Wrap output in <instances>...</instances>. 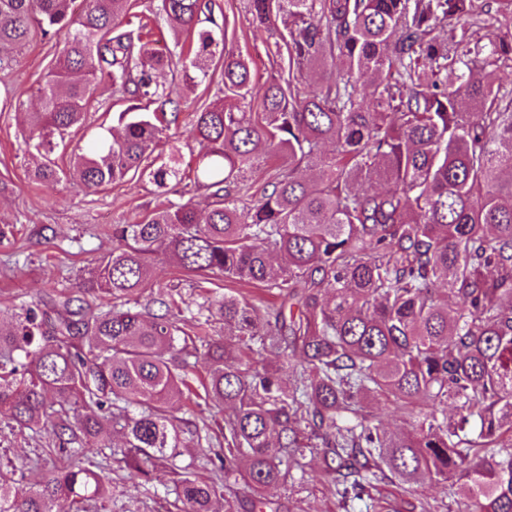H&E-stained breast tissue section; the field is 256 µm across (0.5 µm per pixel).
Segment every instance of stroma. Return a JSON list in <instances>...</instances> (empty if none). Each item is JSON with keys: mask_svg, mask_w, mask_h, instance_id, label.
<instances>
[{"mask_svg": "<svg viewBox=\"0 0 512 512\" xmlns=\"http://www.w3.org/2000/svg\"><path fill=\"white\" fill-rule=\"evenodd\" d=\"M214 11L226 21L227 47L252 62L259 84L249 96L250 107L259 111L261 82L288 76L280 31L253 26L246 0H214ZM59 48L58 41L34 34L15 53L11 67L0 70V321L6 323L20 306L35 303L48 311L58 297L75 292L82 275L111 250L113 225L133 223L167 201L179 199L178 194L158 189L141 171L94 192L71 180H62L51 190L30 179L34 160L24 144L19 114L35 109V91ZM219 82L215 74L185 92L177 123L165 132L151 157L152 163L161 164L170 147H177L182 185L188 190L198 165L194 115L213 103ZM126 107L110 87H99L86 124L72 129L57 149V165L67 168L75 147L92 148L100 126L112 125ZM40 452L35 433L13 431L0 423V456L12 460L19 478L34 481L43 475V468L34 464ZM291 474L287 483L267 491L281 503L282 512H377L373 501L400 494L394 478L389 477L376 482L369 499L342 500L334 494L316 453L307 456L302 467L292 468ZM107 476L112 481V512H170L175 495L167 472H157L145 492L135 489L133 478L123 468L113 467Z\"/></svg>", "mask_w": 512, "mask_h": 512, "instance_id": "35a3bbf8", "label": "stroma"}]
</instances>
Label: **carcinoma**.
Wrapping results in <instances>:
<instances>
[{
	"label": "carcinoma",
	"mask_w": 512,
	"mask_h": 512,
	"mask_svg": "<svg viewBox=\"0 0 512 512\" xmlns=\"http://www.w3.org/2000/svg\"><path fill=\"white\" fill-rule=\"evenodd\" d=\"M128 2L0 0L1 70L37 30L62 44L23 113L37 181L96 191L140 169L176 96L216 61L237 105L196 115V193L112 225V251L78 288L92 301L63 295L54 318L31 304L0 325V416L45 429L35 464L53 460L33 484L0 464V512H112L85 444L111 448L116 431L112 458L142 488L167 469L177 512H280L264 491L318 448L344 499L389 473L406 493L449 483L456 512H512V90L498 81L512 30L482 43L484 0H249L257 25L282 24L296 76L267 79L248 112L256 73L226 48L212 0H161L175 55L148 49ZM101 84L132 105L62 171L53 155ZM262 157L278 168L253 193ZM149 177L182 181L174 157ZM160 255L276 289L281 305L199 284L193 310L153 280ZM219 321L230 337L210 335ZM193 358L207 362L203 401L225 410L209 481L172 464L186 443L171 405ZM378 396L416 414L412 430L373 423Z\"/></svg>",
	"instance_id": "1"
}]
</instances>
